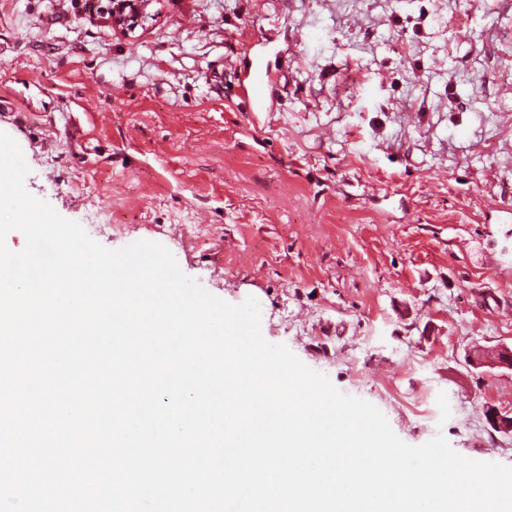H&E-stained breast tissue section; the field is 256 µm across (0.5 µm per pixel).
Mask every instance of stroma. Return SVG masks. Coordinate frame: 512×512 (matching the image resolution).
I'll use <instances>...</instances> for the list:
<instances>
[{"label": "stroma", "mask_w": 512, "mask_h": 512, "mask_svg": "<svg viewBox=\"0 0 512 512\" xmlns=\"http://www.w3.org/2000/svg\"><path fill=\"white\" fill-rule=\"evenodd\" d=\"M100 4L0 0L28 191L255 297L269 342L407 444L512 466L486 419L512 415V369L466 362L512 348V0H151L132 30ZM257 39L269 112L238 94Z\"/></svg>", "instance_id": "obj_1"}]
</instances>
